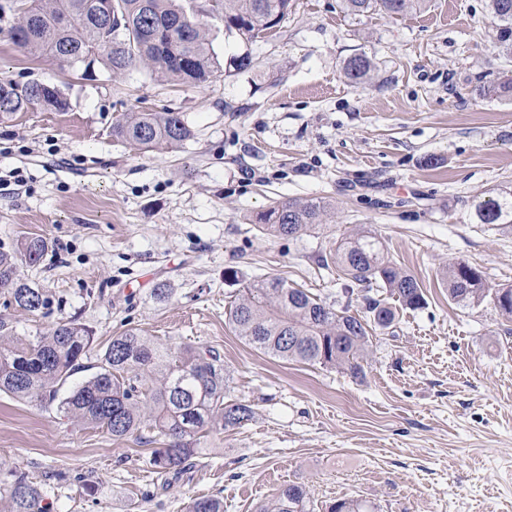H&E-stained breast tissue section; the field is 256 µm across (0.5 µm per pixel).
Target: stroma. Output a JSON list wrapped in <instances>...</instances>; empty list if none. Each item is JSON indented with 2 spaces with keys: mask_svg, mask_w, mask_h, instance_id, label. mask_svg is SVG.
Returning <instances> with one entry per match:
<instances>
[{
  "mask_svg": "<svg viewBox=\"0 0 512 512\" xmlns=\"http://www.w3.org/2000/svg\"><path fill=\"white\" fill-rule=\"evenodd\" d=\"M338 4L294 0L250 45L216 37V55L247 51L253 65L198 87L28 55L0 15V80L51 81L68 101L0 120V250L47 240L22 272L49 301L34 314L0 293V319L33 336L77 317L93 332L85 369L130 327L214 349L232 398L255 411L210 435L209 455L168 483L134 440L1 393L0 465L43 484L47 512H186L203 496L254 512L286 483L306 485L310 512L343 497L375 512H512V318L489 299L455 304L444 281L464 261L489 287H512V232L475 217L512 190V100L484 92L512 75V58L494 42L487 0L393 16ZM357 54L375 65L360 85L343 74ZM166 110L184 114L192 140L140 151L112 135L125 113ZM309 198L331 205L324 229L279 238L250 222L273 201ZM368 232L427 304L374 333L359 373L283 362L234 333L225 314L240 282L259 277L359 310L321 262ZM161 281L165 301L152 295Z\"/></svg>",
  "mask_w": 512,
  "mask_h": 512,
  "instance_id": "1",
  "label": "stroma"
}]
</instances>
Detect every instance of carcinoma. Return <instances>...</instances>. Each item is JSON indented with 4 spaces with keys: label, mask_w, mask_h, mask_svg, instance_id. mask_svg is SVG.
Instances as JSON below:
<instances>
[{
    "label": "carcinoma",
    "mask_w": 512,
    "mask_h": 512,
    "mask_svg": "<svg viewBox=\"0 0 512 512\" xmlns=\"http://www.w3.org/2000/svg\"><path fill=\"white\" fill-rule=\"evenodd\" d=\"M353 15L400 14L421 8L426 0H341ZM102 0H10V39L30 54L49 55L69 65L101 62L113 78L138 64L157 76L181 84L207 82L218 68L210 28L204 18L224 23V33L250 44L278 27L293 0H112L113 19L102 18ZM499 50L512 55V0H488ZM252 65L248 52L224 62V73ZM373 63L366 56L348 59L344 74L361 84ZM39 106L63 111L60 89L47 83L19 85L0 81V119ZM112 135L139 149L179 145L193 137L180 112H131L112 127ZM328 204L317 199L275 202L252 218L265 234L297 237L323 225ZM478 223L512 231V192L478 203ZM48 243L26 237L13 251H0V290L30 312L47 307V298L20 274V265L36 264ZM336 269L350 283L348 294L361 293L362 311L336 308L279 276L243 284L226 313L238 336L265 354L285 361L343 367L356 374L372 332L392 326L398 310L425 305L417 278L399 268L383 242L373 235L336 242ZM448 298L463 306L490 297L505 298L500 313L512 317V288H491L480 271L464 261L448 265ZM385 290L386 296L379 295ZM93 343L92 331L76 318H60L44 334L0 344V392L38 403L84 424L102 428L114 440L132 438L150 445V464L165 477L179 478L191 460L209 453L205 438L214 430L240 428L251 421L248 404L227 399L229 374L213 349L167 345L129 328L112 337L88 379L68 393L67 380L83 368ZM10 477L0 491V512H44L43 491L24 474ZM304 486L288 483L277 489L272 504L256 512H308ZM187 512H224L215 497L190 501ZM329 512H374L368 502L343 498Z\"/></svg>",
    "instance_id": "carcinoma-1"
}]
</instances>
